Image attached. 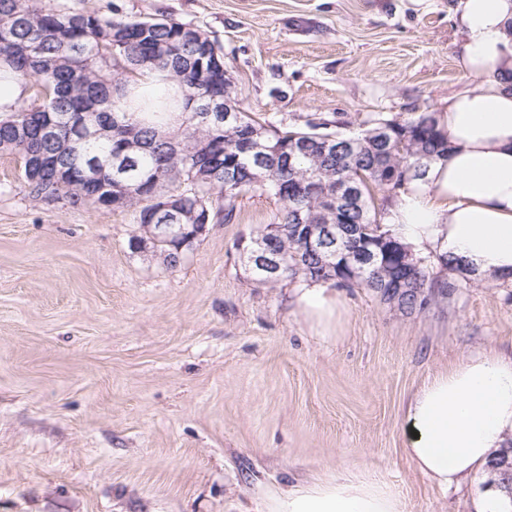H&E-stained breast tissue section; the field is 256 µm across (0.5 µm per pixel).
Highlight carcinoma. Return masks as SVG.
<instances>
[{"label":"carcinoma","instance_id":"1","mask_svg":"<svg viewBox=\"0 0 512 512\" xmlns=\"http://www.w3.org/2000/svg\"><path fill=\"white\" fill-rule=\"evenodd\" d=\"M0 82L11 76L29 89V96L0 118V154L20 162L21 186L27 196H49L73 206L92 205L113 192L112 170L89 176L88 162L105 159L120 148L128 134L139 145L123 176L124 208L144 223L153 197L183 202V226L203 214L216 224L229 217L241 193L261 189L282 203L278 223L250 237L279 256L272 276L257 262L246 267L259 284L290 281H334L348 288H366L391 301L389 289L421 288L423 297H408L399 307L414 310L442 289L426 260L398 241L387 229L388 209L376 204L375 192L391 203L405 186L423 177L448 151L434 114L402 119L377 113L363 122L357 135L347 136L314 119L302 128H280L248 112L221 125L200 123L193 99L201 91L224 93V54L204 30L171 17L139 18L86 7L73 8L56 0H0ZM170 73L185 91V119L177 132L168 125V100L159 94L145 103L142 120L125 111V87L147 71ZM117 113L109 137L68 142L62 127L48 141L42 129L58 118L89 109ZM253 131L264 133L271 146L292 149L322 139L325 149L295 156L275 168L258 166L256 155L242 146ZM313 185L319 191L310 194ZM352 191L336 202L339 188ZM339 228V245L322 237ZM183 240L175 237L152 244L155 256L169 267L179 264ZM500 487L512 496V444L488 463Z\"/></svg>","mask_w":512,"mask_h":512}]
</instances>
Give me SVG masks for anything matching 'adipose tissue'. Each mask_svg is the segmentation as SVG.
<instances>
[{
    "label": "adipose tissue",
    "mask_w": 512,
    "mask_h": 512,
    "mask_svg": "<svg viewBox=\"0 0 512 512\" xmlns=\"http://www.w3.org/2000/svg\"><path fill=\"white\" fill-rule=\"evenodd\" d=\"M457 65L470 87L436 114L448 155L396 198L388 227L416 255L444 256L512 282V0H458ZM299 311L320 335L340 334L345 309L325 286L302 288ZM406 454L441 486L480 473L512 442V354L495 348L429 376L406 413ZM256 512H402L393 489L361 477L289 488Z\"/></svg>",
    "instance_id": "1"
}]
</instances>
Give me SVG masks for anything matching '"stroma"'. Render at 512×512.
Returning a JSON list of instances; mask_svg holds the SVG:
<instances>
[{
    "instance_id": "1",
    "label": "stroma",
    "mask_w": 512,
    "mask_h": 512,
    "mask_svg": "<svg viewBox=\"0 0 512 512\" xmlns=\"http://www.w3.org/2000/svg\"><path fill=\"white\" fill-rule=\"evenodd\" d=\"M172 17L224 51L241 107L349 135L371 113L438 112L468 86L456 0H71ZM0 155V512H253L314 478L369 475L403 512H478L490 474L444 489L405 453L429 375L512 353V286L487 279L406 312L340 288V338L261 285L251 233L282 204L249 191L176 267L135 251L127 209L34 201Z\"/></svg>"
}]
</instances>
